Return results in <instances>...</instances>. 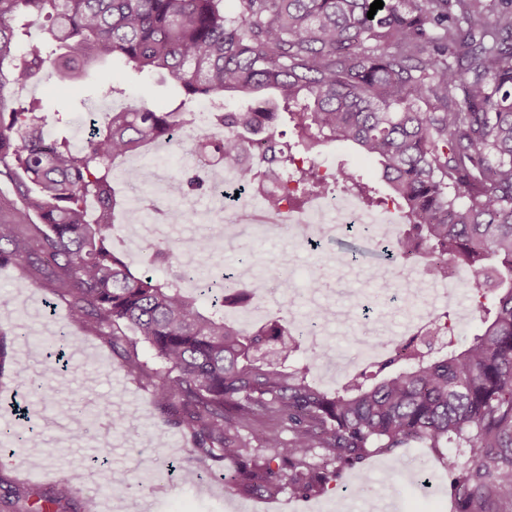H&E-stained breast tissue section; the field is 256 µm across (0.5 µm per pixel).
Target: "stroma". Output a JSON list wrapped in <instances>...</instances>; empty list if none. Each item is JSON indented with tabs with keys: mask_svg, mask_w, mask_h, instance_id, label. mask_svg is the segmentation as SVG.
<instances>
[{
	"mask_svg": "<svg viewBox=\"0 0 512 512\" xmlns=\"http://www.w3.org/2000/svg\"><path fill=\"white\" fill-rule=\"evenodd\" d=\"M23 95L39 97L46 113H60L63 121L55 132L74 140L79 137L75 120L91 104L106 112L121 104L165 112L180 101L169 76L137 75L118 61L95 68L88 81L74 86L43 75ZM313 159L330 170L339 165L355 168L371 182L379 176L374 160L343 143L325 146ZM136 193L149 210V220L165 224L180 255H187L194 238L209 234L222 238L214 261L224 270L236 269L244 259L253 262L267 278L269 316H278L285 306L303 320L317 308H330L323 330L334 354H355L358 339L381 336L388 327L402 330L409 317L428 307L427 287L408 307L378 294L381 277L392 270L373 256L372 244L359 230L325 236L314 250L285 229L254 235L244 224H166L165 216L172 212L208 213L213 199L206 189L189 192L175 203L143 186ZM282 275L292 283L286 294L278 288ZM22 279L29 283L23 290L16 286ZM68 305V296L47 276L11 261L0 264V357L9 368L0 377V496L19 488L38 498L78 468L85 479L72 512H85L91 497L100 512H459L453 478L467 454L453 446L439 454L397 448L371 455L310 498L284 493L268 500L227 493L223 464L203 474L188 462L185 431L167 422L151 387L125 371L104 337L86 327L66 326ZM61 330L67 334L68 369L55 379V399L49 402L22 386L14 371L21 368L31 378L44 379L47 352L31 339ZM105 399L111 402L108 414L87 423L86 414L96 412ZM119 420L128 434L117 432ZM28 425L39 431V447L11 452L10 432ZM57 446L71 448V455L49 458V449ZM144 472L156 476L146 488L138 484ZM111 484L122 487V494L105 495Z\"/></svg>",
	"mask_w": 512,
	"mask_h": 512,
	"instance_id": "1",
	"label": "stroma"
}]
</instances>
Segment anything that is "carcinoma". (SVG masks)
I'll return each mask as SVG.
<instances>
[{
    "label": "carcinoma",
    "mask_w": 512,
    "mask_h": 512,
    "mask_svg": "<svg viewBox=\"0 0 512 512\" xmlns=\"http://www.w3.org/2000/svg\"><path fill=\"white\" fill-rule=\"evenodd\" d=\"M0 0V176L13 188L0 223V262H28L70 297L66 321L92 327L128 374L191 437L199 470L224 462V489L273 499L318 494L374 452L466 446L454 478L463 512H484L489 491L512 502V0ZM46 21L48 52L20 55L28 19ZM120 59L137 73H166L185 100L169 112L129 106L92 123L81 150L52 131L33 98L12 106L15 85L46 71L78 82ZM211 103L205 117L186 102ZM291 128L292 138L283 140ZM193 127L196 167L167 179L176 199L203 187L207 149L235 165L262 144V164L240 182L268 207L300 203L332 185L369 205L393 207L399 231L383 249L427 257L424 278L464 271L480 325L439 348L412 336L334 389L314 371L325 345L302 342L288 314L259 327L226 311L265 289L245 260L235 279L207 282L212 240L197 265L160 238L134 272L114 245L117 180L128 154ZM347 142L378 161L379 180L297 156ZM163 267L159 277L154 269ZM495 275V288L482 282ZM161 367L140 360L138 344ZM84 474L13 512H68Z\"/></svg>",
    "instance_id": "carcinoma-1"
}]
</instances>
